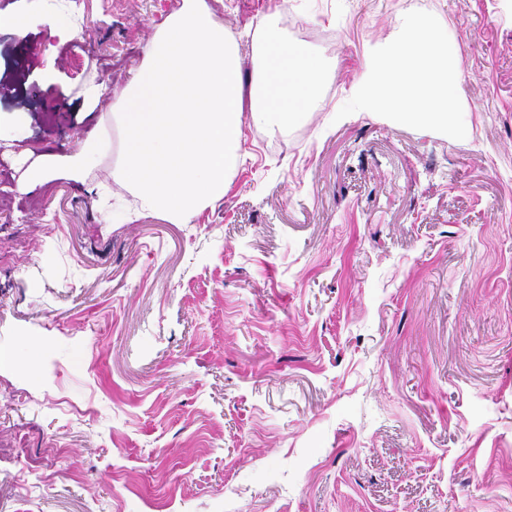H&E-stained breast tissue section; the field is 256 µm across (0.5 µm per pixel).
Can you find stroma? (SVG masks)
Here are the masks:
<instances>
[{
    "label": "stroma",
    "instance_id": "35a3bbf8",
    "mask_svg": "<svg viewBox=\"0 0 512 512\" xmlns=\"http://www.w3.org/2000/svg\"><path fill=\"white\" fill-rule=\"evenodd\" d=\"M205 3L243 75L272 21L330 96L245 116L180 224L135 214L112 90L183 0H0V512H512V0ZM420 15L445 130L354 96Z\"/></svg>",
    "mask_w": 512,
    "mask_h": 512
}]
</instances>
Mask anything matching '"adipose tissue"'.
<instances>
[{
	"label": "adipose tissue",
	"mask_w": 512,
	"mask_h": 512,
	"mask_svg": "<svg viewBox=\"0 0 512 512\" xmlns=\"http://www.w3.org/2000/svg\"><path fill=\"white\" fill-rule=\"evenodd\" d=\"M356 96L370 110L429 127H447L457 93L454 52L439 24L421 16L370 59Z\"/></svg>",
	"instance_id": "ef3b65f1"
}]
</instances>
